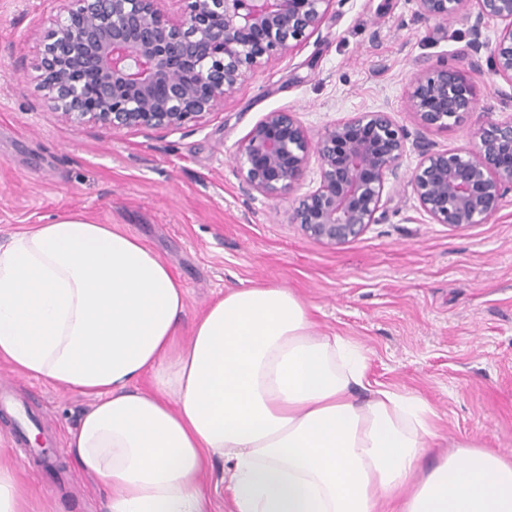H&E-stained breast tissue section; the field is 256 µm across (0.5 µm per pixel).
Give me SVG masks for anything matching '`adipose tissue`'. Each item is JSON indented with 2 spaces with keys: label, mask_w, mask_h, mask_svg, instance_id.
Here are the masks:
<instances>
[{
  "label": "adipose tissue",
  "mask_w": 512,
  "mask_h": 512,
  "mask_svg": "<svg viewBox=\"0 0 512 512\" xmlns=\"http://www.w3.org/2000/svg\"><path fill=\"white\" fill-rule=\"evenodd\" d=\"M184 309L115 226L71 214L0 244V359L90 398L68 446L108 512H207L215 458L231 512H512V458L461 442L420 470L437 411L371 382L366 350L317 334L293 290L226 289L186 342Z\"/></svg>",
  "instance_id": "obj_1"
}]
</instances>
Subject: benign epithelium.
Wrapping results in <instances>:
<instances>
[{"label": "benign epithelium", "instance_id": "7a95c632", "mask_svg": "<svg viewBox=\"0 0 512 512\" xmlns=\"http://www.w3.org/2000/svg\"><path fill=\"white\" fill-rule=\"evenodd\" d=\"M61 0L45 53L33 65L47 107L73 127L175 130L224 105L248 71L299 46L321 25L333 0ZM420 16L447 25L474 17L479 43L486 20L503 24L491 46L492 72L512 82V0H417ZM407 104L426 130L459 125L478 96L459 68L421 64ZM471 146L436 150L414 142L420 160L409 183L435 224L488 222L512 190V116L469 131ZM406 135L389 111L358 112L310 135L294 112H269L242 139L234 160L244 189L278 199L301 184L311 157L320 180L293 211L309 238L336 248L363 235L384 213Z\"/></svg>", "mask_w": 512, "mask_h": 512}]
</instances>
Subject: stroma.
<instances>
[{
    "mask_svg": "<svg viewBox=\"0 0 512 512\" xmlns=\"http://www.w3.org/2000/svg\"><path fill=\"white\" fill-rule=\"evenodd\" d=\"M60 15L57 0H0V244L19 231L82 214L138 237L186 290L181 335L227 288L274 284L307 303L316 330L362 344L371 381L428 399L441 448L461 440L512 456V192L484 224L433 223L408 183L426 136L467 147V128L512 116V82L490 69L501 27L420 18L417 0H332L317 31L275 64L247 73L223 108L177 130L75 128L46 106L31 65ZM465 70L478 94L463 125L422 131L405 106L421 62ZM388 109L409 141L389 177L385 219L329 249L292 224L294 194L247 193L234 154L266 113H297L310 133ZM16 400L66 442L88 398L0 361ZM24 512H106L107 493L72 458L61 473L0 442Z\"/></svg>",
    "mask_w": 512,
    "mask_h": 512,
    "instance_id": "1",
    "label": "stroma"
}]
</instances>
